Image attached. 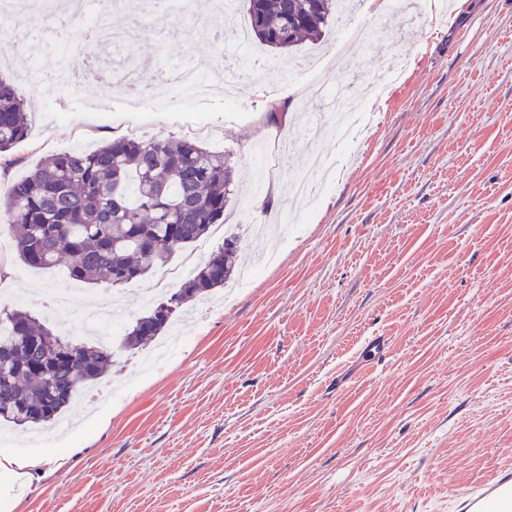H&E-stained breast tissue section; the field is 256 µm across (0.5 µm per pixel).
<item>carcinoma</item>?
Wrapping results in <instances>:
<instances>
[{
  "label": "carcinoma",
  "mask_w": 512,
  "mask_h": 512,
  "mask_svg": "<svg viewBox=\"0 0 512 512\" xmlns=\"http://www.w3.org/2000/svg\"><path fill=\"white\" fill-rule=\"evenodd\" d=\"M250 37L280 53L316 43L338 0H243ZM30 131L25 100L0 77V160ZM233 169L222 153L187 137L114 138L91 150L56 153L0 195V222L21 263L119 288L167 262L176 248L224 223ZM237 238L224 241L169 299L161 300L119 339L143 350L164 335L177 311L223 287L235 271ZM112 347L60 336L27 310L0 308V423L50 425L72 398L102 378Z\"/></svg>",
  "instance_id": "1"
}]
</instances>
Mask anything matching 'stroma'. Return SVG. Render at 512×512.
<instances>
[{
    "label": "stroma",
    "mask_w": 512,
    "mask_h": 512,
    "mask_svg": "<svg viewBox=\"0 0 512 512\" xmlns=\"http://www.w3.org/2000/svg\"><path fill=\"white\" fill-rule=\"evenodd\" d=\"M414 0L380 28L284 56L258 54L267 86H243L245 115L222 97L188 113L221 132L234 168L227 213L247 257L246 227L283 204L301 172L283 161L258 183L254 153L272 97L291 107L283 134L297 150L342 153L319 200L293 214L275 264L217 310L186 308L187 345L120 394L63 413L55 447L40 428L0 426V457H34L26 480L0 470V512H448L454 489L512 464V0H454L449 14ZM176 32L132 48L154 73L197 66L217 40L208 18L171 0ZM402 54L404 77L380 87L379 53ZM33 60L0 40V71L19 80L31 117L21 162L0 193L50 155L126 135L116 82L77 89L22 84ZM384 102L365 143L340 151L333 97ZM0 268L20 307L46 325L64 267L23 266L0 232ZM384 339L386 358L371 360Z\"/></svg>",
    "instance_id": "35a3bbf8"
}]
</instances>
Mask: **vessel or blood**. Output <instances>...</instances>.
<instances>
[{
	"instance_id": "obj_1",
	"label": "vessel or blood",
	"mask_w": 512,
	"mask_h": 512,
	"mask_svg": "<svg viewBox=\"0 0 512 512\" xmlns=\"http://www.w3.org/2000/svg\"><path fill=\"white\" fill-rule=\"evenodd\" d=\"M449 512H512V466L501 467L488 480L454 490Z\"/></svg>"
}]
</instances>
